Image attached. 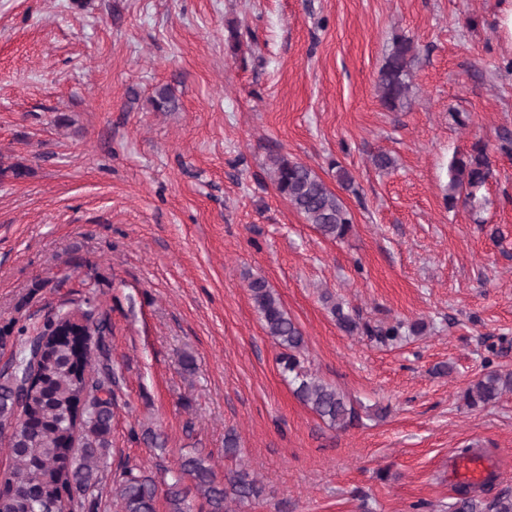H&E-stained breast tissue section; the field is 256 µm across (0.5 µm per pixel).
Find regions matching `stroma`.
<instances>
[{
  "label": "stroma",
  "mask_w": 512,
  "mask_h": 512,
  "mask_svg": "<svg viewBox=\"0 0 512 512\" xmlns=\"http://www.w3.org/2000/svg\"><path fill=\"white\" fill-rule=\"evenodd\" d=\"M510 6L0 0V325L89 297L112 326L120 405L93 512H120V459L149 475L185 456L220 478L246 466L265 494L228 512H448V459L466 448L492 465L485 497L512 491V393L462 399L483 373L512 372ZM397 34L417 58L411 104L390 112L376 83ZM163 86L174 111L151 104ZM478 140L483 200L448 207V165ZM380 152L389 172L372 163ZM276 155L339 193L345 239L277 192ZM256 276L359 422L329 428L297 399L250 299ZM331 299L427 330L390 346L350 336ZM147 428L164 447L129 440Z\"/></svg>",
  "instance_id": "35a3bbf8"
}]
</instances>
